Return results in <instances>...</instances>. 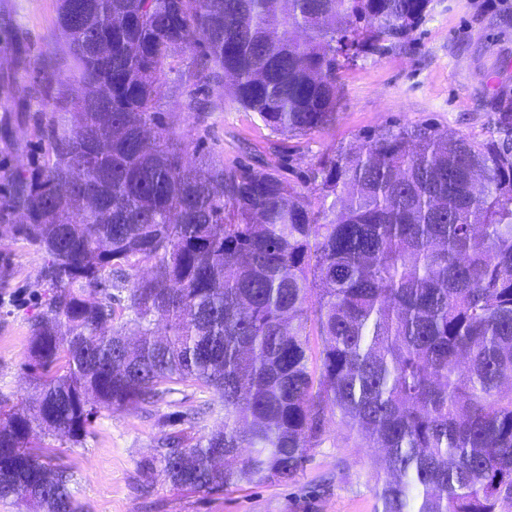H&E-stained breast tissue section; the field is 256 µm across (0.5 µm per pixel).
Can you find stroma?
<instances>
[{
    "label": "stroma",
    "mask_w": 512,
    "mask_h": 512,
    "mask_svg": "<svg viewBox=\"0 0 512 512\" xmlns=\"http://www.w3.org/2000/svg\"><path fill=\"white\" fill-rule=\"evenodd\" d=\"M59 0H0V192L46 146L38 117L59 112L78 92L75 61L58 25ZM54 76L47 100L42 74ZM341 105L333 126L304 136L271 139L257 116L226 103L204 121L188 118L197 86L176 77L159 85L157 111L188 143L196 166L260 162L295 180L365 135L394 125L430 124L442 133L503 140L502 113H512V0H432L426 19L403 42L361 60L337 80ZM46 256L23 238L0 233V402L33 400L24 368L29 324L49 285ZM207 407L212 430L224 423L214 393L182 386L151 417L122 408L101 411L80 443L61 436L40 440L51 463L74 474L80 512H379L376 455L358 447L337 418H327L323 442L309 449L287 482L198 492L173 486L161 468H146L169 419L184 407Z\"/></svg>",
    "instance_id": "35a3bbf8"
}]
</instances>
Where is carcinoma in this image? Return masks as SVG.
<instances>
[{
    "label": "carcinoma",
    "instance_id": "obj_1",
    "mask_svg": "<svg viewBox=\"0 0 512 512\" xmlns=\"http://www.w3.org/2000/svg\"><path fill=\"white\" fill-rule=\"evenodd\" d=\"M431 0H60L73 112L15 174L0 219L48 255L30 326L37 396L0 408V499L79 512L37 428L77 444L114 406L214 392L148 465L206 492L293 479L336 416L379 451L381 512H512V141L398 126L311 169L184 160L154 98L177 72L273 135L336 117L338 74L399 43ZM191 52L176 69L174 59ZM141 262L124 297L98 288ZM166 331H156V315Z\"/></svg>",
    "mask_w": 512,
    "mask_h": 512
}]
</instances>
